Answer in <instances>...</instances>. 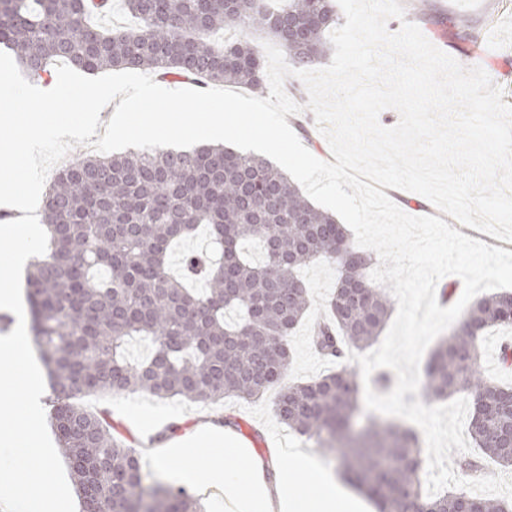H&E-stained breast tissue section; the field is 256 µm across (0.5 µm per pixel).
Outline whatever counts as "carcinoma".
I'll return each mask as SVG.
<instances>
[{"label":"carcinoma","instance_id":"1","mask_svg":"<svg viewBox=\"0 0 512 512\" xmlns=\"http://www.w3.org/2000/svg\"><path fill=\"white\" fill-rule=\"evenodd\" d=\"M139 21L105 30L88 21V0H0V44L25 70L64 59L89 72L146 70L172 79H201L261 92L259 46L264 31L307 69L330 50L334 0H288L269 15L260 0H119ZM41 223L51 249L29 263L27 300L33 341L54 395L51 420L82 502L97 512H204L183 487L145 483L140 460L114 434L106 410L82 400L145 393L215 403L232 395L255 401L275 391L274 411L313 442L374 501L378 512H512V503L477 498L465 488L423 494L424 449L411 430L375 415L361 418L360 379L343 366L370 347L393 309L390 291L365 276L370 253L358 254L348 291L336 279L327 312L313 323L310 346L341 369L318 379L286 382L293 360L289 336L312 306L298 272L336 261V218L316 207L265 158L219 145L193 150L146 149L82 156L56 173ZM206 225L218 255L185 252L183 279L168 269L172 246ZM262 252L253 261L246 246ZM511 292L473 303L435 349L420 396L483 398L487 417L471 416L469 437L483 456L512 468V388L480 370L479 334L512 325ZM150 342L139 363L123 354L125 338ZM461 478L482 474L468 452Z\"/></svg>","mask_w":512,"mask_h":512}]
</instances>
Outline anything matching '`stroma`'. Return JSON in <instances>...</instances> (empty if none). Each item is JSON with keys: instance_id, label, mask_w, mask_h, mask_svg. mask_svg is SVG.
Segmentation results:
<instances>
[{"instance_id": "obj_1", "label": "stroma", "mask_w": 512, "mask_h": 512, "mask_svg": "<svg viewBox=\"0 0 512 512\" xmlns=\"http://www.w3.org/2000/svg\"><path fill=\"white\" fill-rule=\"evenodd\" d=\"M400 2L406 7L405 20L415 23L433 45L461 65L482 67L503 90L505 100L512 102V0H428L427 10L422 14L411 10L412 0ZM441 13L466 19L477 31V38L464 42L450 33L438 37V26L433 18ZM402 21L389 20V31H398ZM305 280L313 305L291 338L296 350L292 377L298 381L334 370L332 364L321 360L311 349L309 334L313 321L324 311L336 284V267L328 263L311 265L305 272ZM96 404L111 411L113 418L119 421L123 435L137 440L142 439L144 430L160 428L171 419L182 420L192 429L200 418L223 416L238 422V429L232 430L230 436L239 445L249 446L255 457L266 459L276 450L280 453V465L290 467L296 455L315 451L312 442L279 422L273 410V398L269 395L249 403L228 397L221 404L204 405L177 397L160 400L146 394H121L97 399ZM253 428L269 438V446L249 445L246 434Z\"/></svg>"}]
</instances>
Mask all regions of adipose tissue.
Segmentation results:
<instances>
[{
    "instance_id": "obj_1",
    "label": "adipose tissue",
    "mask_w": 512,
    "mask_h": 512,
    "mask_svg": "<svg viewBox=\"0 0 512 512\" xmlns=\"http://www.w3.org/2000/svg\"><path fill=\"white\" fill-rule=\"evenodd\" d=\"M203 447L212 449L215 459L208 483L223 489L228 512H360L358 500L339 476L321 472L313 458L303 457L293 470L273 467L272 478H265L263 464L229 438L226 430L213 424L158 444L156 462L162 465L180 456L183 466L178 478L193 484L199 475L192 457ZM228 456L235 459L234 467H225Z\"/></svg>"
}]
</instances>
